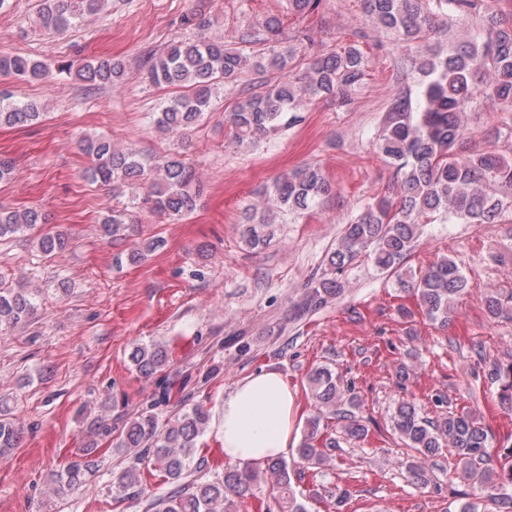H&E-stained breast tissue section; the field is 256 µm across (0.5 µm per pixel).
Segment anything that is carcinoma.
Instances as JSON below:
<instances>
[{
  "label": "carcinoma",
  "mask_w": 512,
  "mask_h": 512,
  "mask_svg": "<svg viewBox=\"0 0 512 512\" xmlns=\"http://www.w3.org/2000/svg\"><path fill=\"white\" fill-rule=\"evenodd\" d=\"M103 0H43L40 25L62 32L85 16L97 13ZM322 0H288V10L300 15L319 12ZM366 16L378 46L382 39L410 51L399 57L397 66L422 76L419 100L394 97L387 109L378 137L380 155L395 169L398 199L374 196L343 229L335 250L328 257V270L308 292L305 309L319 310L345 292L341 275L344 267L365 254L375 266L391 273L401 291L419 301L426 316L443 326L455 313V303L467 292L463 264L442 256L418 273L406 267L421 224L436 220L450 224H512V157L479 148L463 149L464 141L483 134L469 128L467 112L483 99L499 105L497 131L512 137V16L490 10L487 0H363ZM481 17L471 38L448 47V52L428 54L411 47L440 32L436 21H466ZM269 37L263 48L248 55L245 48L201 34L188 41H175L166 51L151 56L143 72L156 86L176 87V94L158 113L155 127L182 135L199 125L209 112L213 92L222 84L236 81L246 67L263 75L270 70H288V79L260 83L227 113L226 119L236 142H253L275 136L303 121L302 112L312 102L329 98L340 107L349 105L364 84L368 56L360 45L351 43L340 50L310 54L308 29L283 34L280 22L265 25ZM59 72H75L90 87L115 85L127 79L123 63L108 59L78 65L63 62ZM47 66L40 60L19 54H0V76L19 81L45 78ZM41 116L34 102L13 100L0 90V127H24ZM82 150L91 164L88 177L112 188L119 196L124 188L135 191L136 205L117 206L100 224L112 240H124L136 210L170 220L189 214L198 189L191 163L178 150L158 158L145 157L132 148H118L100 136L83 140ZM329 181L321 167L304 164L277 177L265 191L274 206L291 214H302L321 203L329 192ZM42 223L34 209H0V240L18 234L31 235ZM273 234L263 219L247 220L241 237L251 248L267 244ZM40 252L51 257L67 249L69 240L61 233L36 238ZM160 245L150 239L133 243L126 253L130 263H139ZM484 306L493 317H512V292L484 295ZM37 309V295L15 288L10 276L0 271V332L23 324ZM130 360L136 371L148 378L168 368L166 347L159 342L135 343ZM488 378L498 384L501 401L512 399V362L495 363ZM314 413L305 423L303 438L296 449L298 464L307 470H322L332 458L327 448L340 443L355 444L366 438L367 426L356 415L360 408L351 387L344 386L327 367H316L307 376ZM210 421L203 405L182 409L166 420L143 410L129 417L117 436L101 425L98 432L113 437L109 447L134 459L112 473L109 490L117 501L145 493L144 473H157L171 489L149 496L146 512H240L237 503L253 494L265 478H274L272 499L276 512H308L291 487L290 464L279 458L263 466L226 465L213 476L203 474L205 459L197 457L200 439ZM392 427L420 462L408 466L417 480L423 464L450 448L457 462L455 474L479 490L464 494L452 512H486V501L498 503L501 512H512V447L505 446L503 459L490 452L487 430L467 413L446 412L430 421L420 416L415 404L398 403ZM20 428L0 413V451L17 446ZM98 448L90 443L52 480L50 492L66 496L80 491L98 467Z\"/></svg>",
  "instance_id": "carcinoma-1"
}]
</instances>
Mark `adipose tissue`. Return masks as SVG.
I'll return each instance as SVG.
<instances>
[{
	"label": "adipose tissue",
	"mask_w": 512,
	"mask_h": 512,
	"mask_svg": "<svg viewBox=\"0 0 512 512\" xmlns=\"http://www.w3.org/2000/svg\"><path fill=\"white\" fill-rule=\"evenodd\" d=\"M301 406L281 373L260 370L225 396L218 443L230 464L255 465L282 457L295 443Z\"/></svg>",
	"instance_id": "ef3b65f1"
}]
</instances>
